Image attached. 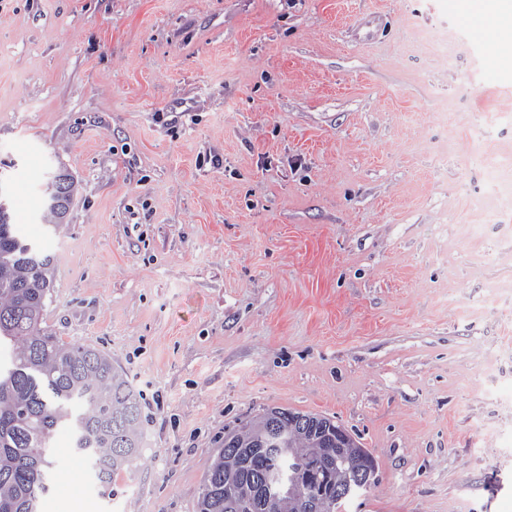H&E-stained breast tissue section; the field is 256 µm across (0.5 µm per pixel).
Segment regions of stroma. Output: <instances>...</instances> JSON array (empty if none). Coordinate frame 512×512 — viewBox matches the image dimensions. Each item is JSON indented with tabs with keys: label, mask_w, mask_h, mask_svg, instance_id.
<instances>
[{
	"label": "stroma",
	"mask_w": 512,
	"mask_h": 512,
	"mask_svg": "<svg viewBox=\"0 0 512 512\" xmlns=\"http://www.w3.org/2000/svg\"><path fill=\"white\" fill-rule=\"evenodd\" d=\"M478 33L455 0H0L42 326L111 357L142 431L107 488L56 431L41 512H198L271 407L373 455L345 512H512V55Z\"/></svg>",
	"instance_id": "obj_1"
}]
</instances>
